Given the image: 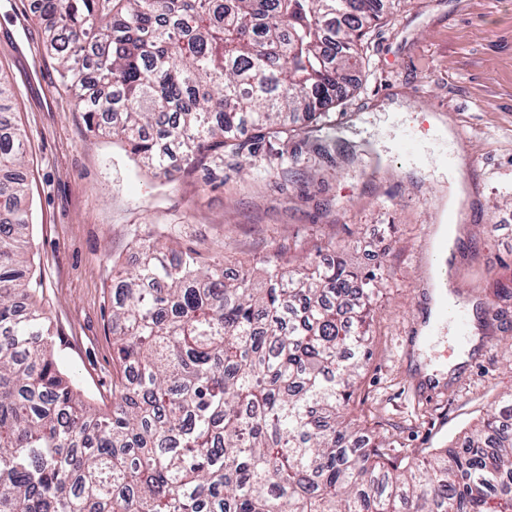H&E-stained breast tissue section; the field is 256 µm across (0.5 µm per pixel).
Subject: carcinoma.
I'll list each match as a JSON object with an SVG mask.
<instances>
[{"instance_id": "cac0c4a2", "label": "carcinoma", "mask_w": 512, "mask_h": 512, "mask_svg": "<svg viewBox=\"0 0 512 512\" xmlns=\"http://www.w3.org/2000/svg\"><path fill=\"white\" fill-rule=\"evenodd\" d=\"M90 132L148 169L326 114L381 0H36ZM0 76V512H512V394L464 451L399 457L345 416L380 282L341 256L229 276L158 239L118 270L112 402L81 398L26 279V135ZM487 312L512 303L495 291Z\"/></svg>"}]
</instances>
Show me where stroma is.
I'll return each mask as SVG.
<instances>
[{
    "label": "stroma",
    "mask_w": 512,
    "mask_h": 512,
    "mask_svg": "<svg viewBox=\"0 0 512 512\" xmlns=\"http://www.w3.org/2000/svg\"><path fill=\"white\" fill-rule=\"evenodd\" d=\"M364 63L326 117L300 135L168 175L133 161L123 142L96 137L47 52L34 0H0V72L25 130L32 212V270L55 332V356L84 396L109 399L113 266L134 269L137 244L164 235L203 258L248 266L278 256L343 251L383 274L350 411L393 454L456 445L512 392L505 322L481 329L473 355L438 385L421 365L455 355L453 320L418 346L433 304V236L444 216L462 243L448 269L457 307L492 301L512 286V0H387L363 40ZM401 100L403 112L384 105ZM469 133L466 146L429 132L428 116ZM462 159L473 202L451 212L448 167Z\"/></svg>",
    "instance_id": "35a3bbf8"
}]
</instances>
